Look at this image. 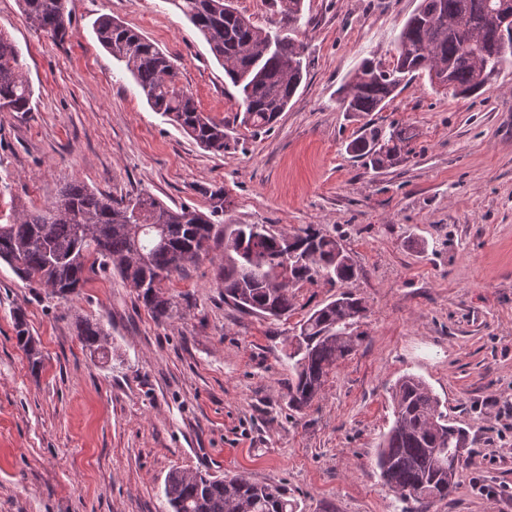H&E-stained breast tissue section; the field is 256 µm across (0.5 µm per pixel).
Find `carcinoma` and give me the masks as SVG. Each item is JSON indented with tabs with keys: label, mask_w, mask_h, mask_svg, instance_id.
Returning <instances> with one entry per match:
<instances>
[{
	"label": "carcinoma",
	"mask_w": 512,
	"mask_h": 512,
	"mask_svg": "<svg viewBox=\"0 0 512 512\" xmlns=\"http://www.w3.org/2000/svg\"><path fill=\"white\" fill-rule=\"evenodd\" d=\"M35 31L62 42L71 26L66 0H18ZM504 0H420L405 20L389 58L366 59L340 88L342 107L359 120L382 111L416 78L434 81L440 67H451L448 92L467 98L488 81L512 68V35L489 53L481 21ZM196 29L225 75L239 91V126L257 134L277 122L302 83L307 68L297 38L304 0H279L281 28L265 30L238 12L233 0H168ZM472 23L471 44L463 48L454 22ZM97 41L124 64L150 107L169 118L204 150L224 153L238 144L228 125L203 112L191 94L178 86L171 57L139 32L108 16L94 27ZM33 88L17 45L0 32V112L31 111ZM347 152L376 171L394 165L413 134L395 123L365 122ZM224 198L206 214L183 204L171 207L147 189L115 198L74 180L41 208L16 206L0 224V261L11 267L35 294L67 300L89 283L90 275L117 273L133 288L137 300L160 323L175 318L179 303L165 291L166 281L195 262L211 246H220L224 265L218 279L224 302L260 317L281 319L293 309L292 288L324 280L341 289L336 298L298 324L288 378V404L295 410L319 396L329 371L351 355L365 336L357 332L366 317L364 300L343 290L359 269L336 238L308 227L294 236L315 238L297 261L286 263L280 239L289 233L273 229L252 240L250 224H217ZM18 344L32 371L41 356L23 319L15 322ZM83 347L106 353L108 333L98 322L75 323ZM394 422L379 445L376 466L384 483L403 499L434 502L448 498L460 485L465 465L460 449L466 430L448 419L441 401L420 377L402 376L392 388ZM172 512H296L284 488L258 483L243 475L218 477L175 469L164 481Z\"/></svg>",
	"instance_id": "1"
}]
</instances>
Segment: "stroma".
<instances>
[{"instance_id": "35a3bbf8", "label": "stroma", "mask_w": 512, "mask_h": 512, "mask_svg": "<svg viewBox=\"0 0 512 512\" xmlns=\"http://www.w3.org/2000/svg\"><path fill=\"white\" fill-rule=\"evenodd\" d=\"M419 2L306 0L308 72L287 112L216 155L154 112L94 33L103 15L137 30L172 57L201 112L232 120L237 89L166 0H67L61 44L0 0L34 91L31 111L0 112V180L12 186L0 224L12 200L41 206L73 179L204 212L221 193V222L336 238L368 307L362 345L295 410L285 352L335 298L324 280L296 285L289 318L245 314L224 302L215 248L173 277L183 316L160 324L118 277L42 300L0 264V512H168L175 468L282 486L297 512H512V72L466 99L423 76L371 113L415 134L388 169L346 150L360 123L338 90L364 59L388 56ZM19 317L39 372L17 344ZM79 317L104 323L111 361L82 347ZM406 374L469 431L461 485L433 503L401 499L375 467Z\"/></svg>"}]
</instances>
